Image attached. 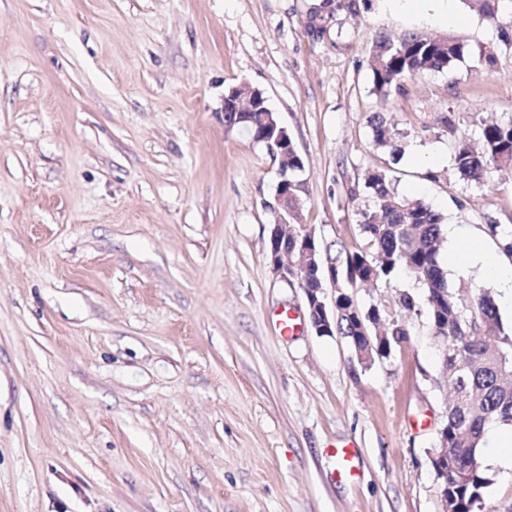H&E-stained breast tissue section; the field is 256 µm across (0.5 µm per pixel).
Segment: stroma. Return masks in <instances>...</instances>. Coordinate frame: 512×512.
Instances as JSON below:
<instances>
[{
	"label": "stroma",
	"mask_w": 512,
	"mask_h": 512,
	"mask_svg": "<svg viewBox=\"0 0 512 512\" xmlns=\"http://www.w3.org/2000/svg\"><path fill=\"white\" fill-rule=\"evenodd\" d=\"M0 0V512H442L440 348L402 274L351 295L408 341L358 359L307 324L269 271L278 165L224 125L225 90L264 92L304 168L301 223L330 257L366 248L356 193L385 169L443 217L450 288L472 242L502 254L512 169L459 176L460 141L512 124V47L468 0ZM421 32L461 58L382 102L376 37ZM494 66H484L487 54ZM399 131L375 148L369 118ZM447 124H439L440 115ZM303 318L277 336L282 309ZM359 450L337 481L329 444ZM477 512H512V470L480 446Z\"/></svg>",
	"instance_id": "obj_1"
}]
</instances>
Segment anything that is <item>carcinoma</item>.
Here are the masks:
<instances>
[{
    "mask_svg": "<svg viewBox=\"0 0 512 512\" xmlns=\"http://www.w3.org/2000/svg\"><path fill=\"white\" fill-rule=\"evenodd\" d=\"M478 13L494 25L507 46H512V0H474ZM460 46L445 38L409 33L393 40L380 36L375 40L371 71L376 94L384 101L403 90L404 83L424 71H442L460 57ZM255 111L239 116L234 128L266 146L280 158L276 135L278 126L266 122L267 98L261 91ZM373 142L393 152L399 132L391 127L382 113L370 119ZM482 148L474 150L461 142L455 165L464 179L481 182L494 168L512 166V125L489 124L482 130ZM303 169L295 147L288 146V161L281 162L284 172L277 192L288 207V221L298 217L301 183L293 174ZM362 191L373 206L360 214V224L370 238V249L346 254L345 264L336 265V279L352 276V287L387 280L403 270L425 288V306L434 335L443 347L442 365L461 366L459 390L462 406L448 412L442 439L448 441L443 451L448 455V496L453 498L452 512H474L482 501L488 480L477 458L478 446L488 425L512 424V338L502 339V347L492 349L487 338L501 331L497 304L487 291L464 302L449 292L439 255L442 243V216L428 206L400 194L384 170L370 172ZM340 312L336 332L347 338L362 339L364 334L383 335L385 349L408 339L405 324L397 319L383 332L376 331L381 321L379 308L349 313L352 296H336Z\"/></svg>",
    "mask_w": 512,
    "mask_h": 512,
    "instance_id": "carcinoma-1",
    "label": "carcinoma"
}]
</instances>
